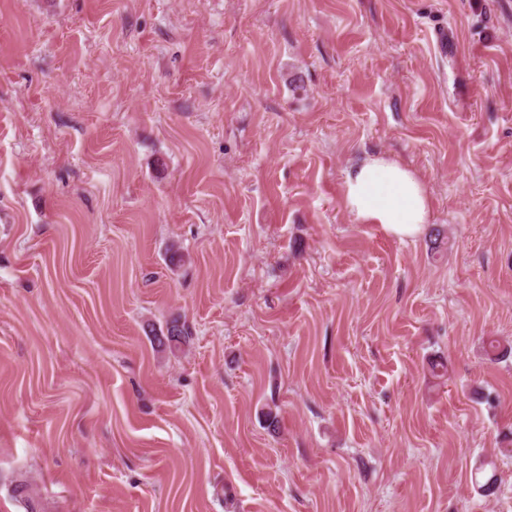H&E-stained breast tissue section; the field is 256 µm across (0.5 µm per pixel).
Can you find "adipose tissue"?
<instances>
[{
	"label": "adipose tissue",
	"mask_w": 512,
	"mask_h": 512,
	"mask_svg": "<svg viewBox=\"0 0 512 512\" xmlns=\"http://www.w3.org/2000/svg\"><path fill=\"white\" fill-rule=\"evenodd\" d=\"M341 197L356 223L378 224L399 237L418 234L431 215L429 194L416 172L383 155L353 164Z\"/></svg>",
	"instance_id": "adipose-tissue-1"
}]
</instances>
